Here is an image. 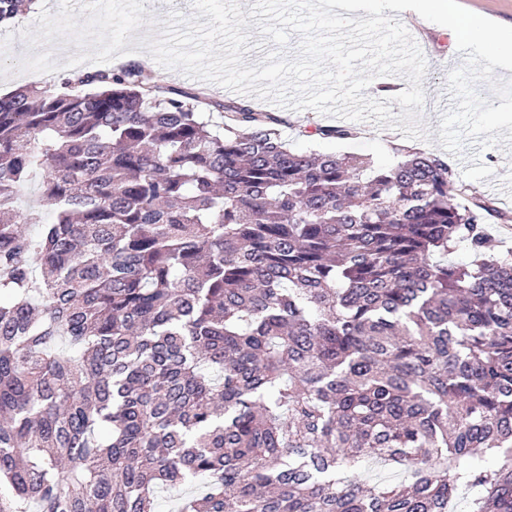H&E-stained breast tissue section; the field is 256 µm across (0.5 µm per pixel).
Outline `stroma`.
Wrapping results in <instances>:
<instances>
[{"label":"stroma","mask_w":512,"mask_h":512,"mask_svg":"<svg viewBox=\"0 0 512 512\" xmlns=\"http://www.w3.org/2000/svg\"><path fill=\"white\" fill-rule=\"evenodd\" d=\"M173 11L192 16L191 0H154L148 6L141 0H39L33 12L0 26V44L10 43L32 50L50 49L51 69L47 77L30 79L18 73L11 59L0 56V95L30 84L56 87L69 74L128 64L138 50V39L155 35L159 23ZM398 20L415 32L427 64L422 81L425 102L418 117L425 136L412 143L418 149L445 154L439 130L441 114L450 105L447 78L454 62L464 60L465 55L452 46L444 26L409 18L405 13L399 14ZM152 74L162 92L172 88H203L217 100L228 102L236 98L235 93L226 88L191 78L178 69L157 65ZM251 104L283 117L280 136L297 151L351 153L371 158L378 164H390L395 160L393 145L407 142L403 131L373 120L357 122L359 134L351 140H315L302 136V129L310 125L335 124V117L312 109H285L259 98L252 99ZM474 154L492 170L491 176L476 183L478 194L502 213L512 216V147L500 144L482 150L473 140L464 139L460 155L446 154L456 183H463L462 171Z\"/></svg>","instance_id":"1"}]
</instances>
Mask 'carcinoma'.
<instances>
[{
    "mask_svg": "<svg viewBox=\"0 0 512 512\" xmlns=\"http://www.w3.org/2000/svg\"><path fill=\"white\" fill-rule=\"evenodd\" d=\"M280 122L137 63L0 97V512H512L497 211Z\"/></svg>",
    "mask_w": 512,
    "mask_h": 512,
    "instance_id": "carcinoma-1",
    "label": "carcinoma"
}]
</instances>
